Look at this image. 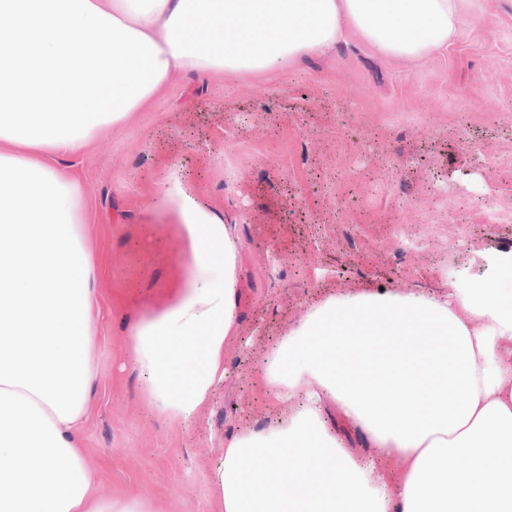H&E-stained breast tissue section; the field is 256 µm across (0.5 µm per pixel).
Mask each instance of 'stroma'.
Wrapping results in <instances>:
<instances>
[{
	"mask_svg": "<svg viewBox=\"0 0 512 512\" xmlns=\"http://www.w3.org/2000/svg\"><path fill=\"white\" fill-rule=\"evenodd\" d=\"M461 12L453 41L421 61L352 31L336 55L280 71L174 79L79 148L105 269L79 439L97 498L221 512L224 437L287 414L253 375L311 304L379 285L428 291L460 270L484 278L512 250V0H462ZM174 174L235 225L240 249L237 336L188 422L146 405L129 338L191 264L175 216L150 206Z\"/></svg>",
	"mask_w": 512,
	"mask_h": 512,
	"instance_id": "1",
	"label": "stroma"
}]
</instances>
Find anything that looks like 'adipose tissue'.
Wrapping results in <instances>:
<instances>
[{
	"label": "adipose tissue",
	"instance_id": "ef3b65f1",
	"mask_svg": "<svg viewBox=\"0 0 512 512\" xmlns=\"http://www.w3.org/2000/svg\"><path fill=\"white\" fill-rule=\"evenodd\" d=\"M0 15V512H148L96 498L79 448L104 269L73 155L177 76L269 72L332 54L351 30L381 53L425 58L457 34L459 2L0 0ZM157 196L191 270L130 335L147 404L188 421L224 377L238 238L179 177ZM260 387L289 410L226 437L213 471L223 512H512V251L489 278L434 294L386 287L312 304L271 347ZM329 401L398 470L348 453ZM452 455L467 466L449 468Z\"/></svg>",
	"mask_w": 512,
	"mask_h": 512
}]
</instances>
